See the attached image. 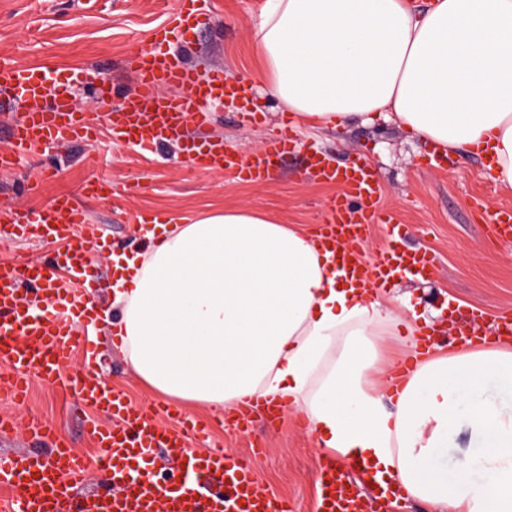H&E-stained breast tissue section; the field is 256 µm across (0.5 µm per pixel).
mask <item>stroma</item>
<instances>
[{
  "label": "stroma",
  "instance_id": "obj_1",
  "mask_svg": "<svg viewBox=\"0 0 512 512\" xmlns=\"http://www.w3.org/2000/svg\"><path fill=\"white\" fill-rule=\"evenodd\" d=\"M266 0H203L197 25L174 44L186 63L202 74L223 70L242 80L255 62V28ZM170 0H0V52L10 62L46 64L95 70L111 82L113 103H120L135 85L124 61L151 41L155 27L166 23ZM79 107L96 111V138L77 145H56L57 169L44 166L43 150L31 151L17 170L0 174V207L19 204L38 211L57 193H69L100 228L92 263L84 275L93 287L100 308L98 333L80 339L76 359L94 349L100 372L124 389L140 405L168 407L180 418L205 425L204 438L189 436L192 448H221L247 460L260 485L294 502L297 512H315V459L318 450L297 415L284 413L273 427L256 420L245 432L225 424L223 416L199 408H184L142 384L114 343L111 329L119 318L112 305L110 253H133L145 246L135 213L177 210L188 216L212 206L247 204L288 224L315 229L325 217L328 201L341 193L337 183L321 182L305 169L310 152L332 160L365 162L378 173L383 194L381 206L400 226L406 246L428 249L440 260L439 271L429 279L402 278L382 290L384 306L398 310L400 296L414 306L415 330L438 329L442 344H450L454 331L469 320L473 308L484 311L487 321L512 315V243L497 244L484 231L495 211L512 206V193H503L482 157L457 151L446 159L433 158L431 148L393 122L343 129L316 128L290 122L289 115L266 96H258L261 110L255 121L242 112L222 106L212 112L210 125L191 129L200 138H218L239 153L260 150L284 124H292L297 148L284 156L268 180L254 184L229 172H201L186 160L179 145L166 143L143 155L111 133L105 108L97 107L90 91L79 88ZM142 183L131 199L86 198L84 185L92 180ZM69 396L34 384L24 403L0 400V414L24 418L43 415L78 455H99L86 433L88 420L102 413L85 411L83 417L67 414Z\"/></svg>",
  "mask_w": 512,
  "mask_h": 512
}]
</instances>
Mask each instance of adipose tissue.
Returning a JSON list of instances; mask_svg holds the SVG:
<instances>
[{"label": "adipose tissue", "instance_id": "adipose-tissue-1", "mask_svg": "<svg viewBox=\"0 0 512 512\" xmlns=\"http://www.w3.org/2000/svg\"><path fill=\"white\" fill-rule=\"evenodd\" d=\"M255 45L267 97L299 119L384 117L444 152L487 151L512 191V0H267ZM145 239L114 258L113 335L146 386L216 413L300 414L325 453L436 512H512V410L484 395L490 379L512 388V347L384 372L379 341L407 320L341 280L313 235L249 206L165 212ZM463 422L484 449L449 476L432 451Z\"/></svg>", "mask_w": 512, "mask_h": 512}]
</instances>
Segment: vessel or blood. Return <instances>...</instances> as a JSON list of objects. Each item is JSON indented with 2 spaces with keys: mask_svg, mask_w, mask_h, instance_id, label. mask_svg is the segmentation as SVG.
<instances>
[{
  "mask_svg": "<svg viewBox=\"0 0 512 512\" xmlns=\"http://www.w3.org/2000/svg\"><path fill=\"white\" fill-rule=\"evenodd\" d=\"M197 0H175L166 24L159 26L149 47L129 55L125 65L137 83L120 109L109 112L111 131L121 142L149 151L161 141H180L191 164L208 172L229 171L238 178L264 182L276 162L295 148L291 129L281 130L263 149L240 155L220 140L196 141L189 127L207 126L211 105L230 98L249 101L254 91L217 70L200 76L197 69L169 49L173 37L195 17ZM0 86L22 101L25 110L12 130L11 144L0 149V171H12L21 156L46 143L87 141L94 123L75 101V90L95 89V99L107 105L112 89L100 85L88 69L48 70L0 61ZM309 169L318 180L338 182L340 196L326 207L317 228L320 243L339 261L338 268L358 286L379 287L399 272L423 277L437 272L436 257L403 246L399 231L387 245L365 257L358 250L369 230L393 218L379 207L382 187L372 168L356 163L344 168L312 155ZM487 230L501 243L512 242V208L498 209ZM0 235L37 236L59 243L48 262L20 260L0 263V368L9 376L0 387L12 398L25 400L33 382L74 390V408L106 414L109 424L89 421V435L102 450L94 458L75 455L54 437L47 420L29 415L24 426L0 417V433L23 428L30 440H51L53 457L20 449L0 453V512H294L292 505L263 489L248 463L226 456L222 449L192 451L187 447L186 422L160 425L156 411L134 404L90 364L72 368L71 354L82 330L92 322L95 303L72 283L59 282L61 271L79 278L89 263L97 227L72 197L59 194L41 212L19 208L0 214ZM44 288L46 304L33 312L30 288ZM182 465L181 478L164 484L143 465L154 449ZM357 463L342 464L319 456L315 478L322 489V512H384L379 494L353 489ZM100 483L87 490L91 476Z\"/></svg>",
  "mask_w": 512,
  "mask_h": 512,
  "instance_id": "obj_1",
  "label": "vessel or blood"
}]
</instances>
